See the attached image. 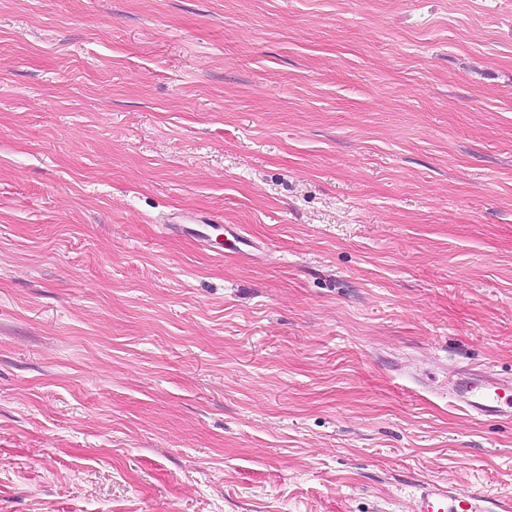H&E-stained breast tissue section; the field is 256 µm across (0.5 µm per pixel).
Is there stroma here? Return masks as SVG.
<instances>
[{
    "mask_svg": "<svg viewBox=\"0 0 512 512\" xmlns=\"http://www.w3.org/2000/svg\"><path fill=\"white\" fill-rule=\"evenodd\" d=\"M472 369L512 375V0H0V512L512 497Z\"/></svg>",
    "mask_w": 512,
    "mask_h": 512,
    "instance_id": "stroma-1",
    "label": "stroma"
}]
</instances>
